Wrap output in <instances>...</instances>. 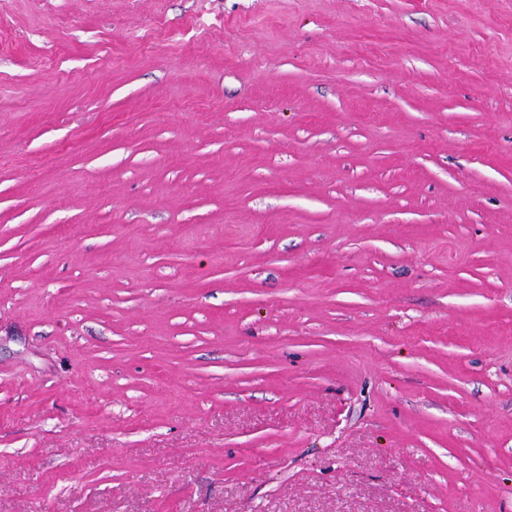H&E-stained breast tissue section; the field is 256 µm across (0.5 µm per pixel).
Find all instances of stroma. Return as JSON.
Instances as JSON below:
<instances>
[{
  "mask_svg": "<svg viewBox=\"0 0 512 512\" xmlns=\"http://www.w3.org/2000/svg\"><path fill=\"white\" fill-rule=\"evenodd\" d=\"M0 512H512V0H0Z\"/></svg>",
  "mask_w": 512,
  "mask_h": 512,
  "instance_id": "1",
  "label": "stroma"
}]
</instances>
